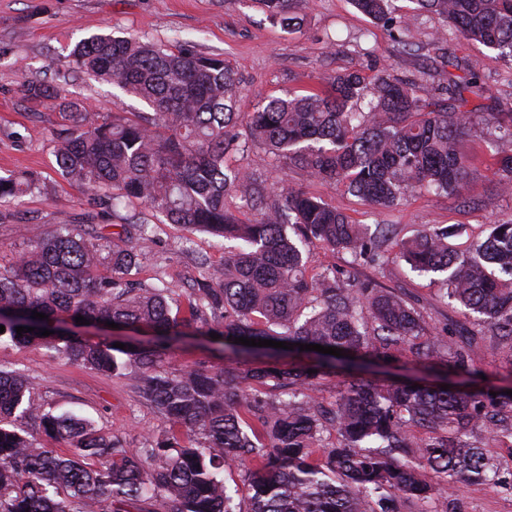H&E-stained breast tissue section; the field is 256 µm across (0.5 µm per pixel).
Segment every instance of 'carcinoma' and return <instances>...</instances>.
<instances>
[{"instance_id": "carcinoma-1", "label": "carcinoma", "mask_w": 512, "mask_h": 512, "mask_svg": "<svg viewBox=\"0 0 512 512\" xmlns=\"http://www.w3.org/2000/svg\"><path fill=\"white\" fill-rule=\"evenodd\" d=\"M256 2L282 28L301 29L300 0ZM392 2L352 0L371 21L402 28L406 21L394 19ZM414 2L443 22L429 45L448 71L432 88L386 69L369 82L349 71L323 78L322 95L271 99L239 112V81L224 59L203 56L192 44L174 52L111 34L81 40L70 54L72 68L116 81L153 114L108 119L53 84L24 85L28 99H62L56 164L85 190L91 208L140 204L170 224L237 245L193 282L182 316L172 314L166 281L146 286L127 279L138 264L135 241L149 228L136 214L121 218L124 234L112 239L80 224H56L0 263V340L44 343L59 359L113 376L133 367L139 396L180 428L148 448H127L100 435L87 418L43 408L23 375L0 368V512H67L57 499L61 492L88 512L102 502L128 512L154 498L167 512H237L223 477L224 466L236 463L250 465L247 512H395L396 496L424 501L462 483L495 479L494 460L468 441L512 420V396H493V387L351 380L328 414L307 394L326 375L387 357L392 345L436 360L450 374L465 371L470 360L451 341L416 342L423 331L418 311L374 280L334 268L308 279L307 246L318 242L349 254L353 267L377 269L396 247L412 270L442 274L445 296L463 314L481 316L492 335L512 340V218L489 225L463 251L452 243V225H426L398 239L381 224L372 235L318 197L290 186L270 190L228 164L256 143L376 209H392L422 191L465 198L472 157L461 142L476 126L486 129L490 150L512 142V112L468 108L465 93L483 96V81L450 51L447 33L454 30L512 66V0ZM493 177L512 192V155L498 159ZM38 189L34 173L0 177V203ZM230 195L251 217L226 207ZM35 311L48 318H31ZM79 315L121 329L146 327L162 341L209 320L202 335H220L213 343L226 359L255 350L234 343L244 337L293 343L288 354L309 362L286 365L274 348L263 367L245 374L201 364L166 374L158 371L156 345L129 337L92 341L59 327ZM18 326L34 331L19 336ZM43 328L52 334L37 336ZM117 342L126 348L114 347ZM300 343L337 347L343 355L302 351ZM253 381L288 392L261 400ZM18 419L37 423L68 452L42 448L24 429L3 425ZM254 420L268 443L252 439ZM327 420L340 439L322 452L316 441ZM417 426L430 435L415 436ZM421 467L438 475L436 486L422 482Z\"/></svg>"}]
</instances>
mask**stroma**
I'll use <instances>...</instances> for the list:
<instances>
[{
	"instance_id": "stroma-1",
	"label": "stroma",
	"mask_w": 512,
	"mask_h": 512,
	"mask_svg": "<svg viewBox=\"0 0 512 512\" xmlns=\"http://www.w3.org/2000/svg\"><path fill=\"white\" fill-rule=\"evenodd\" d=\"M395 6L398 14L410 17L400 43L388 27L359 13L351 0H303L304 25L294 33L272 23L254 0H0V175L33 171L43 182L40 192L0 205V256L11 257L50 225L81 220L88 210L86 193L63 178L56 165L59 99H27L24 85L44 81L62 86L89 110L103 115L147 109L112 82L70 68L69 55L82 39L133 34L173 50L183 42H194L198 53L224 58L236 72L241 81L237 107L250 112L264 100L318 91L321 78L346 71L370 77L387 67L398 75L422 76L427 86L437 85L443 75L428 42L440 20L427 12H413L410 0H395ZM448 46L486 83L484 96L471 98V105L487 112L511 110L512 80L506 76V64L485 47L453 35ZM482 136L481 129H474L467 145L475 166L468 206L445 195L422 193L396 208L373 210L343 188L312 178L257 145L231 162L265 185L303 189L356 223L396 225L402 238L426 224L465 225V235L455 240L462 247L484 225L512 218V194L499 191L492 175L494 158L483 147ZM490 196L494 206L481 207V200ZM150 223L148 235L139 242L140 265L132 269L130 278L150 284L155 277H165L174 304L185 303L188 285L201 273L199 258L217 267L224 261V251L209 235L186 234L163 216H152ZM357 275L410 302L422 317L426 337L439 339L444 328H451L457 346L473 352L471 369L486 376L491 385L512 384V343L491 336L475 317L464 316L445 298L437 275L411 272L396 258L379 272L358 266ZM199 363L220 368L225 360L211 351L205 337L189 336L174 343L159 366L176 373ZM0 366L27 378L37 403L85 416L101 435L119 439L127 447H148L171 428L138 396L129 379L51 357L45 347L2 342ZM473 441L495 460L501 483L461 485L449 497L402 501L400 512H512V449L487 432Z\"/></svg>"
}]
</instances>
